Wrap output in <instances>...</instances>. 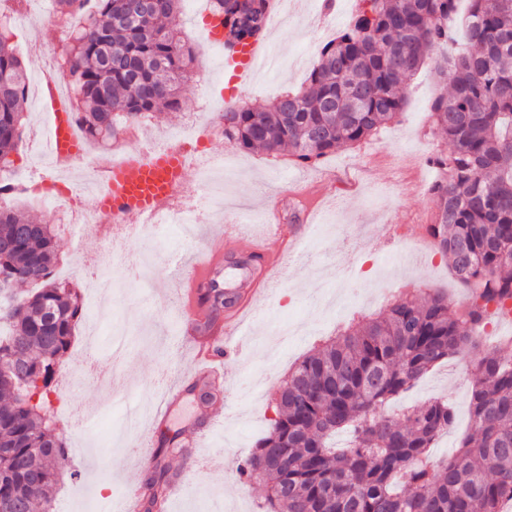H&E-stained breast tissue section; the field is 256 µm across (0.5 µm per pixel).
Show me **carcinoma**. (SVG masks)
Segmentation results:
<instances>
[{
  "mask_svg": "<svg viewBox=\"0 0 512 512\" xmlns=\"http://www.w3.org/2000/svg\"><path fill=\"white\" fill-rule=\"evenodd\" d=\"M98 0L73 26L62 63L88 135L116 138L126 123L177 110L194 50L167 27L180 0ZM467 42L443 59L450 91L431 104L435 132L453 151L434 186L426 232L469 302L450 311L438 293H406L376 318L345 325L297 364L277 394V418L240 467L264 484L266 512H504L512 495V357L480 335L488 317L512 314V0H469ZM232 48L264 36L268 0H214ZM458 0H357L297 90L271 104L227 107L224 138L302 161L376 135L402 112L408 81L431 48L452 41ZM0 18V165L17 150L26 75ZM57 225L0 207V512H50L65 453L47 393L82 318L76 285L54 276ZM32 286L28 294L17 285ZM213 313L224 289H200ZM470 366L471 426L446 458L430 449L455 421L448 401L394 406L454 356ZM347 432V446L332 439Z\"/></svg>",
  "mask_w": 512,
  "mask_h": 512,
  "instance_id": "obj_1",
  "label": "carcinoma"
}]
</instances>
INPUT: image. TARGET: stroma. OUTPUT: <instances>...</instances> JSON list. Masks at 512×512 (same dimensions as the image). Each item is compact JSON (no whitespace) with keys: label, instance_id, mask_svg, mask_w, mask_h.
I'll return each mask as SVG.
<instances>
[{"label":"stroma","instance_id":"stroma-1","mask_svg":"<svg viewBox=\"0 0 512 512\" xmlns=\"http://www.w3.org/2000/svg\"><path fill=\"white\" fill-rule=\"evenodd\" d=\"M203 7L202 0H182L179 6L173 26L195 48L187 72L191 87L181 111L155 114L152 133L182 129L209 96L228 85L223 50L209 55L199 48ZM331 22L342 29L349 19L326 10L324 0L296 5L271 40L289 67L271 72L263 83H238L233 102L266 105L299 88L332 37ZM442 56V50L430 51L409 82L403 111L359 144L309 165L285 151L238 150L240 170L225 180L220 211L209 223L174 224L151 239L110 244L91 233L59 235L61 266L78 288L88 286V256L106 255L119 267L112 272L116 294L97 346H88V325L79 322L62 364L75 383L54 392L70 410L58 422L66 451L57 463L62 482L54 489L55 500L79 495L88 502L84 512H101L108 499L120 502L124 487L142 483L148 473L132 456L131 442L151 456L165 434L177 436L187 451L163 461L170 482L182 486L163 512H264L262 485L240 477L239 466L267 429L289 368L334 336L339 325L377 317L400 293L438 289L456 304L467 302L431 241L414 243L388 230L392 224L431 223L437 209L436 197L420 184H397L386 160L412 157L423 177L442 179L433 160L450 146L435 133L430 111L450 84L437 72ZM274 210L298 239L297 257L281 262L269 285L270 302L245 318L242 348L224 356L219 395L203 401L185 392L168 418L155 423L152 410L165 387L178 381L194 356L181 336L180 283L172 263L190 265L209 238L220 236L222 286L234 291L262 278L266 261L248 263L249 243L267 233V215ZM469 363L466 357L450 359L405 396L412 404L434 397L453 404L455 426L440 439L435 456L448 455L470 425ZM117 396L149 408L134 439L123 436L124 416L113 404Z\"/></svg>","mask_w":512,"mask_h":512}]
</instances>
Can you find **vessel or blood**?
<instances>
[{
    "label": "vessel or blood",
    "instance_id": "b4317fda",
    "mask_svg": "<svg viewBox=\"0 0 512 512\" xmlns=\"http://www.w3.org/2000/svg\"><path fill=\"white\" fill-rule=\"evenodd\" d=\"M261 46V41L256 40L235 47L225 53L224 63L234 75H241L248 70ZM44 105L52 120L51 152L65 160L73 159L77 141L72 135L71 114L66 102L51 89L45 95ZM187 173L188 166L183 157L170 149L143 161L129 160L109 168L107 177L111 191L107 196L96 198L95 204L98 208L111 210L113 216L123 220L155 215L183 187ZM221 247V240L211 241L209 250L193 263L182 292L187 315L184 333L193 344L197 361L205 363V375L214 377L223 373V346L234 341L245 312L241 306L230 308L223 337H204L207 316L196 304L195 289L200 282L218 277Z\"/></svg>",
    "mask_w": 512,
    "mask_h": 512
}]
</instances>
